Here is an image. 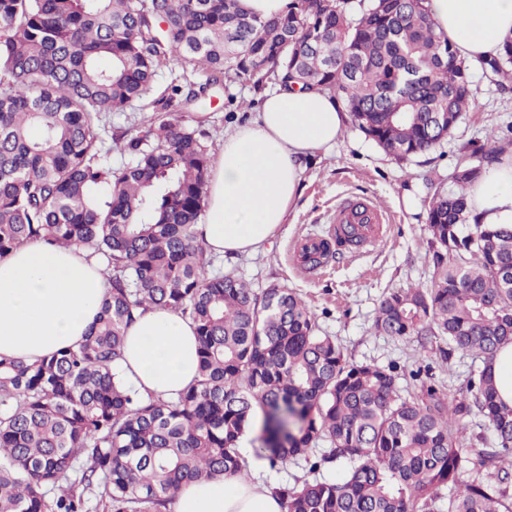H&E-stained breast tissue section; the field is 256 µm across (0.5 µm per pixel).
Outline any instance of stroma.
<instances>
[{
    "label": "stroma",
    "mask_w": 512,
    "mask_h": 512,
    "mask_svg": "<svg viewBox=\"0 0 512 512\" xmlns=\"http://www.w3.org/2000/svg\"><path fill=\"white\" fill-rule=\"evenodd\" d=\"M472 81L471 109L453 135L429 153L397 160L355 124H347L336 146L308 163L297 204L272 243L256 253L217 257L212 263L213 269L242 277L258 293L273 284L293 289L315 314L322 333L334 337L349 360L396 366L405 398L418 391L407 372L419 364L433 366L437 384L450 396L466 390L472 369L471 358L459 352L443 362L433 336L401 339L374 329L388 292L429 284L428 204L435 193L454 190V175L467 160L470 145L485 143L492 132L497 147H512V88L500 89L478 71ZM260 98L251 84L236 82L208 90L178 111L183 124L205 131L216 156L226 135L256 119ZM349 199L375 200L387 208L379 239L308 272L296 244L308 235L327 236L337 207Z\"/></svg>",
    "instance_id": "stroma-1"
}]
</instances>
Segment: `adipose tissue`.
<instances>
[{"label":"adipose tissue","instance_id":"adipose-tissue-1","mask_svg":"<svg viewBox=\"0 0 512 512\" xmlns=\"http://www.w3.org/2000/svg\"><path fill=\"white\" fill-rule=\"evenodd\" d=\"M438 32L467 60L496 57L512 33V0H424ZM341 100L315 89L264 94L257 119L224 139L210 173L205 219L208 251L258 250L285 224L300 192L306 159L333 148L348 122ZM483 224H512V148L472 187ZM106 266L82 250L27 243L0 257V359L35 362L80 343L96 320ZM198 339L180 315L151 309L130 327L125 376L145 394L168 398L198 375ZM175 512H281L274 486L239 476L182 487Z\"/></svg>","mask_w":512,"mask_h":512}]
</instances>
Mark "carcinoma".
<instances>
[{"mask_svg":"<svg viewBox=\"0 0 512 512\" xmlns=\"http://www.w3.org/2000/svg\"><path fill=\"white\" fill-rule=\"evenodd\" d=\"M172 59L206 75L188 100L233 79L327 92L399 160L440 145L473 104L474 63L423 0H289L267 19L240 0H0V256L38 240L109 271L79 344L0 359V512H170L189 482L249 476L239 441L258 410L270 466L346 463L337 482L278 488L283 512H512V406L492 377L512 343V224L479 223L467 197L497 150L474 149L456 190L431 200L430 285L388 293L374 322L481 366L456 398L419 365V394L403 398L395 368L348 360L295 292L259 295L210 269L195 226L211 155L169 111L180 86L143 136L109 133L105 115L145 99ZM479 68L505 86L512 35ZM114 143L127 156L115 168ZM333 257L325 242L304 261ZM149 309L190 320L199 341L198 379L169 399L144 396L121 366ZM474 425L496 441L476 459L455 438Z\"/></svg>","mask_w":512,"mask_h":512,"instance_id":"carcinoma-1","label":"carcinoma"}]
</instances>
